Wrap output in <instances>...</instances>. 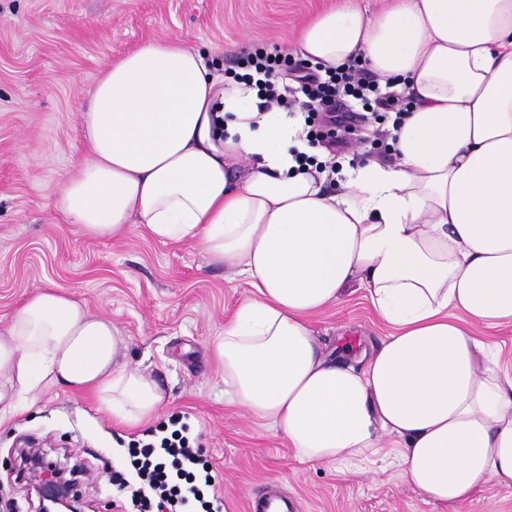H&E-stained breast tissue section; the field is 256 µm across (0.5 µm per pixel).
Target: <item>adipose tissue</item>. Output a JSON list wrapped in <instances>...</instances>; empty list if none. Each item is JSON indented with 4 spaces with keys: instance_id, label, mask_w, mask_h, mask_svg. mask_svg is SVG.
I'll list each match as a JSON object with an SVG mask.
<instances>
[{
    "instance_id": "adipose-tissue-1",
    "label": "adipose tissue",
    "mask_w": 512,
    "mask_h": 512,
    "mask_svg": "<svg viewBox=\"0 0 512 512\" xmlns=\"http://www.w3.org/2000/svg\"><path fill=\"white\" fill-rule=\"evenodd\" d=\"M290 44L325 68L368 60L409 98L394 163L346 170L328 192L302 112L259 111L255 86H225L185 41L150 42L99 79L88 157L54 206L89 237L134 226L197 242L246 279L210 355L225 400L300 462L343 469L386 450L436 502L512 491V372L476 334L512 325V0L330 8ZM356 280L391 328L360 367L311 326ZM57 388L132 427L168 400L110 318L43 288L0 332V420Z\"/></svg>"
}]
</instances>
